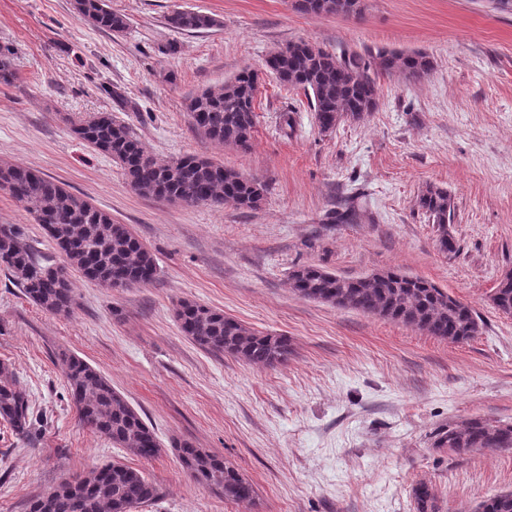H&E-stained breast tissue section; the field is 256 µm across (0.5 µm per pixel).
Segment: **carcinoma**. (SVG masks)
Instances as JSON below:
<instances>
[{
	"label": "carcinoma",
	"mask_w": 512,
	"mask_h": 512,
	"mask_svg": "<svg viewBox=\"0 0 512 512\" xmlns=\"http://www.w3.org/2000/svg\"><path fill=\"white\" fill-rule=\"evenodd\" d=\"M306 13L350 15L359 12V0H300ZM80 20L108 32L128 29L126 16L112 11L107 0H74ZM167 25L177 31H205L219 21L196 11L175 9ZM266 72L285 88L305 93L321 131L328 132L343 119L360 120L377 104L380 75L399 73L421 78L433 68L424 53L380 51L373 55L336 53L300 41L277 50ZM15 78L14 52L0 46V81ZM262 72L245 69L223 84L186 98L189 123L200 135L221 147L247 150L251 146L256 102ZM77 138L115 161L129 185L145 197L187 205H222L232 202L243 209L256 208L266 185L256 178L193 156L159 161L142 140L110 112H99L72 126ZM0 189L21 203L45 230L48 247L60 254L54 262L29 243L20 224L0 225V268L21 288L24 296L49 313H70L74 297L70 271L78 270L122 287L147 286L158 275L152 253L126 224L90 199L69 192L64 184L28 167L0 163ZM419 210L437 224L439 250H455L448 234L454 208L448 189L429 185L417 196ZM294 292L307 300L354 309L453 343H465L479 332L474 311L448 291L417 276L396 270L346 278L316 265L289 273ZM499 311L512 314V273L506 274L491 294ZM181 331L200 347L227 354L253 365L274 367L292 353L288 339L261 334L223 313L193 301L181 300L175 308ZM68 395L80 420L91 430L135 457L151 459L161 451L152 428L117 392L102 371L70 356L65 361ZM0 419L13 433L31 432L32 412L26 388L10 366L0 362ZM433 447L457 456L482 450L512 449V423L469 419L439 429ZM179 458L190 477L214 486L228 502L253 498V485L224 458L188 443L179 445ZM158 497V487L142 472L119 461L93 470L84 477L65 480L52 488L51 497H38L28 512H132ZM416 512H438L432 488L421 482L414 488ZM474 512H512V492L480 498Z\"/></svg>",
	"instance_id": "obj_1"
}]
</instances>
